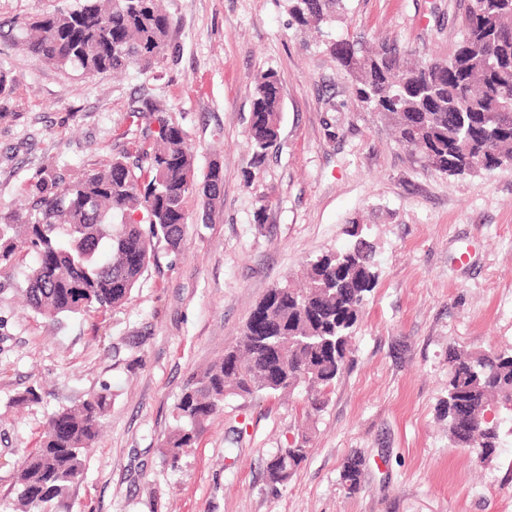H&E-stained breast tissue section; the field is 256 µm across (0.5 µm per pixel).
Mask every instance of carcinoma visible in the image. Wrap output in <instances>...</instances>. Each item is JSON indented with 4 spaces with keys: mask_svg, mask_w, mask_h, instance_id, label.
Instances as JSON below:
<instances>
[{
    "mask_svg": "<svg viewBox=\"0 0 512 512\" xmlns=\"http://www.w3.org/2000/svg\"><path fill=\"white\" fill-rule=\"evenodd\" d=\"M300 33L336 21L345 0H287ZM177 21L168 0H71L52 13L11 24L15 44L33 60L80 76L151 74L170 48ZM463 37L446 57L411 61L389 41L368 46L344 40L331 51L352 78L353 94L385 121L399 145L414 150L424 168L446 176L492 173L512 165V0H476L461 17ZM277 72L261 74L248 138L256 160L277 145L282 116ZM123 150L100 167L65 179L44 167L24 194L28 209L0 213V268L16 251L36 254L19 288L26 307L54 323L77 314L105 316L121 306L151 261L164 249L177 255L185 242L186 199L198 194L209 209L224 174L199 170L182 124L152 97L127 113L119 133ZM377 282L372 246L358 239L308 262L306 284L278 283L256 303L224 355L196 374L175 405L167 464L177 470L205 424L241 399L305 392L306 413L320 412L346 367L347 344L359 310ZM112 404L103 385L79 404L48 419L39 447L17 476L18 495L0 512H46L69 497L84 471L83 452L98 438ZM512 408V350L457 353L441 416L462 448L485 461L499 447L487 410ZM307 458L298 442L273 455V485H284ZM362 461L351 456L341 478L359 485Z\"/></svg>",
    "mask_w": 512,
    "mask_h": 512,
    "instance_id": "carcinoma-1",
    "label": "carcinoma"
}]
</instances>
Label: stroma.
Returning <instances> with one entry per match:
<instances>
[{"instance_id":"stroma-1","label":"stroma","mask_w":512,"mask_h":512,"mask_svg":"<svg viewBox=\"0 0 512 512\" xmlns=\"http://www.w3.org/2000/svg\"><path fill=\"white\" fill-rule=\"evenodd\" d=\"M177 25L164 61L78 78L0 38V212L55 161L66 177L111 161L143 93L172 108L195 163L219 162L211 214L186 202L185 245L159 253L128 300L105 318L49 324L17 295L34 255L0 269V501L50 414L108 385L105 427L83 476L51 512H512V412L502 445L477 462L439 416L450 357L512 348V167L447 177L425 170L390 127L357 107L332 42L386 38L447 55L465 0H347L325 36L296 32L286 0H169ZM281 79L280 138L254 163L246 137L257 78ZM372 247L377 284L358 315L350 361L324 411L306 418L294 393L232 398L180 470L165 461L174 405L218 359L256 302L301 280L305 264L353 244ZM37 388L39 402L24 401ZM308 434L307 460L284 485L266 467ZM363 462L348 490L342 464Z\"/></svg>"}]
</instances>
